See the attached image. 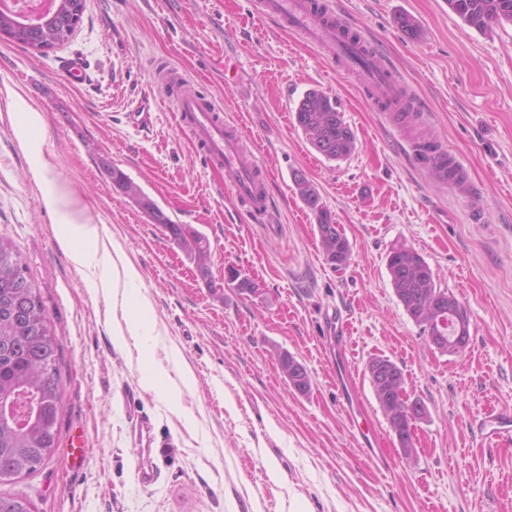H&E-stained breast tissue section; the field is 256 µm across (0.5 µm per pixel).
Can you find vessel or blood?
I'll return each instance as SVG.
<instances>
[{
  "label": "vessel or blood",
  "mask_w": 512,
  "mask_h": 512,
  "mask_svg": "<svg viewBox=\"0 0 512 512\" xmlns=\"http://www.w3.org/2000/svg\"><path fill=\"white\" fill-rule=\"evenodd\" d=\"M256 8L265 17L283 22L307 40H334L337 61L359 71L366 90L379 99H387L390 90H403L404 84L394 70L380 66L365 36L353 34L346 21L329 22L337 15L334 0H257ZM155 79L167 91V99L178 114V124L208 166L224 171L227 183L241 214L254 223L269 221V187L261 167L254 159L240 127L226 121L224 113L213 101L187 94L182 79L174 73H159ZM442 183L465 182L468 170L453 154L441 153L435 162ZM134 431L140 444L135 474L140 483L149 484L159 477L155 461L154 436L149 422L136 421Z\"/></svg>",
  "instance_id": "1"
}]
</instances>
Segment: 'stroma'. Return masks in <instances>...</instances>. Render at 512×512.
Listing matches in <instances>:
<instances>
[{"instance_id":"stroma-1","label":"stroma","mask_w":512,"mask_h":512,"mask_svg":"<svg viewBox=\"0 0 512 512\" xmlns=\"http://www.w3.org/2000/svg\"><path fill=\"white\" fill-rule=\"evenodd\" d=\"M255 2L86 0L70 41L47 54L0 37V237L38 283L62 348L59 444L15 490L35 512H512V439L483 436L512 415V22L484 33L446 0H338L404 78L420 138L467 166L469 184L452 186L414 167L328 43L259 16ZM402 15L417 37L399 28ZM74 56L88 75L75 85L61 70ZM160 65L242 126L269 174L276 231L240 214L223 171L196 153L153 79ZM311 88L336 99L354 131L348 158L327 160L295 126ZM19 98L43 117L35 152L17 136ZM143 98L142 130L126 114ZM43 158L52 171L38 181ZM112 166L206 237L209 279L113 184ZM298 171L350 240L346 266L326 262ZM60 184L139 273L120 286L123 313L68 257L60 217L43 204ZM403 241L466 311L462 355L436 349L399 304L386 256ZM231 266L256 294L225 284ZM281 350L307 368V394L289 387ZM377 356L426 409L409 460L373 393ZM139 415L161 454L150 485L135 476ZM360 421L386 463L361 446ZM75 434L88 444L79 469Z\"/></svg>"}]
</instances>
